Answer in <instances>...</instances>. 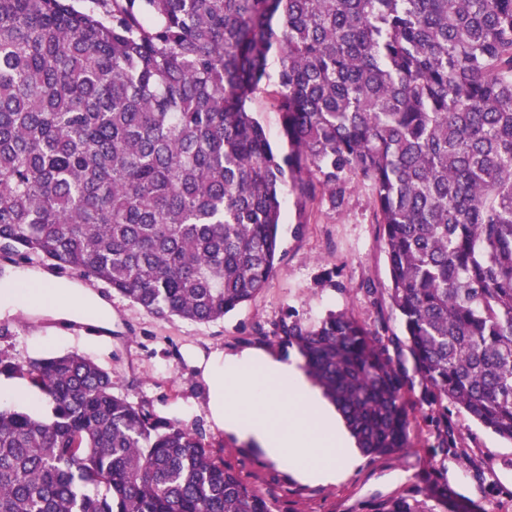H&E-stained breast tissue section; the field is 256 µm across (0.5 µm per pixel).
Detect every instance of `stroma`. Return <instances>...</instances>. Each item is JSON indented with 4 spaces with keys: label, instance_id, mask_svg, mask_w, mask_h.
<instances>
[{
    "label": "stroma",
    "instance_id": "stroma-1",
    "mask_svg": "<svg viewBox=\"0 0 512 512\" xmlns=\"http://www.w3.org/2000/svg\"><path fill=\"white\" fill-rule=\"evenodd\" d=\"M337 203L317 200L300 208L291 189L282 192V246L268 288L224 319L196 324L156 317L108 288L96 294L112 310V329L96 336L32 309L0 313V355L18 361L75 351L112 377V391L156 415L201 430L214 453L265 497L272 512H374L404 497L420 512H512V444L453 411L454 445L441 447L437 411L409 393L413 430L399 454L363 457L359 468L332 484L298 480L267 458L258 445L213 422L209 385L200 362L216 353L260 351L302 365L295 349L273 331L281 319L306 323L326 312H348L379 331L401 368L412 361L399 318L388 297L382 230L370 189L348 179Z\"/></svg>",
    "mask_w": 512,
    "mask_h": 512
}]
</instances>
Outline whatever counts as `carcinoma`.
<instances>
[{
  "mask_svg": "<svg viewBox=\"0 0 512 512\" xmlns=\"http://www.w3.org/2000/svg\"><path fill=\"white\" fill-rule=\"evenodd\" d=\"M267 91L285 153L251 108ZM348 178L442 447L450 405L512 444V0H0V253L206 324L268 287L282 188L334 204ZM273 335L362 453L408 446L378 332L331 310ZM0 376L50 411L0 408V512H271L89 358L0 355Z\"/></svg>",
  "mask_w": 512,
  "mask_h": 512,
  "instance_id": "obj_1",
  "label": "carcinoma"
}]
</instances>
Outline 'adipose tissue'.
Listing matches in <instances>:
<instances>
[{"label":"adipose tissue","instance_id":"ef3b65f1","mask_svg":"<svg viewBox=\"0 0 512 512\" xmlns=\"http://www.w3.org/2000/svg\"><path fill=\"white\" fill-rule=\"evenodd\" d=\"M26 291L0 292V310L35 306L63 319H92L107 325L112 310L98 296L74 285L42 284L19 273ZM204 374L212 386L210 410L225 431L255 440L267 456L303 481L336 482L350 468L343 429L333 411L295 367L276 358L245 351L213 355Z\"/></svg>","mask_w":512,"mask_h":512}]
</instances>
